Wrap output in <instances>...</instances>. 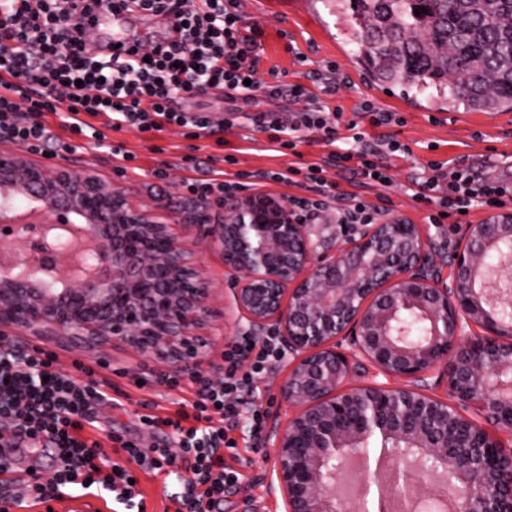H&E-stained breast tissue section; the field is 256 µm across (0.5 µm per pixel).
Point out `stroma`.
Wrapping results in <instances>:
<instances>
[{
  "instance_id": "obj_1",
  "label": "stroma",
  "mask_w": 512,
  "mask_h": 512,
  "mask_svg": "<svg viewBox=\"0 0 512 512\" xmlns=\"http://www.w3.org/2000/svg\"><path fill=\"white\" fill-rule=\"evenodd\" d=\"M241 13L246 24L259 25L263 31V64L258 73L262 82L278 78L284 83L310 84V72L323 66L335 65L349 80L347 87L326 97L328 106H341L339 120V145L352 147L353 133L347 125L356 117L355 109L370 103L379 109L395 112L397 123L367 128L369 137L386 135L394 137L406 149L386 158L385 163L393 183L383 188L380 195L391 216H404L413 223L424 225L433 239L454 245L456 236L450 225L429 223L428 216L434 208L416 202L412 193L413 181L429 177L430 163H447L462 160L473 171L503 181L512 180V112H456L436 107L426 97L408 98L392 84L373 80L358 58L354 41L355 25L347 11L333 12L324 0H241ZM112 144L123 145L135 154L132 169L117 172V161L105 150L83 144L70 152H58V161L77 170L93 172L100 178L112 181L122 188L129 200L144 207L159 206L160 220L171 226L187 245H194L207 232L209 226L219 223L222 207L209 209L207 223L189 221V204L196 198L186 192L182 182L187 171L180 168V157L190 142L179 127L170 126L150 142L142 141L132 130L109 131ZM197 155L211 161L214 169L227 172L237 170L254 174L282 170L295 157L303 161L320 160L331 152V145L317 135H308L299 144L298 155L280 153L266 133L241 123L225 130L223 148H216L209 140L197 143ZM233 156V164H225V156ZM163 168L165 178L154 177L156 168ZM367 199L377 193L365 192ZM204 275L213 290L212 305L216 315L203 328L202 334L209 341L207 360L210 373L219 376L224 362V349L235 336L247 332V322L240 319L232 301L229 275L224 269V256L220 250L211 249L201 254ZM13 340L26 345H37L56 352L62 368H70L79 360L88 365L108 363L112 380L124 391L125 397L115 406L98 410L99 438L115 433L137 440L143 446L164 441L162 433L142 427L139 417L142 401H150L158 414L172 413L182 404L191 402L193 389L188 375H180L176 388L158 384L154 377L167 373L166 364L156 356L136 351L119 341H107L86 346H76L48 336H32L20 329L9 330ZM145 379V387H135L137 379ZM234 435L237 446L225 450L224 458L244 475L242 484L229 489L224 495V512H242L245 499H253L263 512H281L280 494L270 493L267 476L274 463L273 449L269 443L254 444L247 420H240ZM140 489L144 496L146 512H173L172 497L180 487L173 478L147 472L140 476Z\"/></svg>"
}]
</instances>
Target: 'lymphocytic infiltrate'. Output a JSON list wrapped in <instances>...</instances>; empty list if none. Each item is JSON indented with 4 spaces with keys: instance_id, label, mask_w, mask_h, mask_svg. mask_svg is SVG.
<instances>
[{
    "instance_id": "f902f5d3",
    "label": "lymphocytic infiltrate",
    "mask_w": 512,
    "mask_h": 512,
    "mask_svg": "<svg viewBox=\"0 0 512 512\" xmlns=\"http://www.w3.org/2000/svg\"><path fill=\"white\" fill-rule=\"evenodd\" d=\"M104 8L124 16L157 18L166 34L148 44L132 36L131 59H119L108 54L107 44L94 45L88 39L99 27L98 10ZM262 35L259 27L243 21L239 0H0V141L41 152L53 140L47 122L53 115L69 136L59 145L63 151L77 139L131 162L134 154L108 144V131L127 128L150 141L169 126L182 128L187 139H209L220 147L224 124L179 105L182 99L215 91L233 101L236 112L254 129L271 132L279 148L296 151L306 133L318 134L334 147L342 110L329 108L322 97L334 93L343 76L331 68L315 72L309 86L261 83ZM264 96L296 103L288 124L260 110ZM353 139V148H334L319 162L271 173L273 181L305 188V195L290 200L296 218L305 221L332 208L337 223L352 229L379 223L386 215L384 206L338 190L323 173L335 167L353 174L363 187L390 186L384 159L402 145L390 137L370 142L361 132ZM181 166L190 173L184 189L202 200H220L243 187L224 171L203 170L196 155L182 156ZM430 169L431 176L418 180L413 194L415 201L435 205L429 223H444L476 206L512 205V184L477 178L459 165L446 170L434 163ZM280 359L274 336L241 334L224 350L221 381L195 371L190 376L194 399L186 408L166 417L141 415L142 426L168 431L169 442L145 448L113 435L107 453L85 430L93 425L96 410L112 403L111 378L79 360L61 369L53 351H26L10 337L0 336V424L15 432L14 440L0 438V475L14 468L12 446L17 440L48 442L55 459L52 479L30 478L24 496H8L9 506H22L27 497L45 505L82 489L116 504L117 512H144L136 478L147 470L180 473L176 512H223L225 488L243 479L224 460L230 425L248 413L250 432L260 437L265 413L246 399L256 394Z\"/></svg>"
}]
</instances>
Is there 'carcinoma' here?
I'll use <instances>...</instances> for the list:
<instances>
[{
	"label": "carcinoma",
	"instance_id": "obj_1",
	"mask_svg": "<svg viewBox=\"0 0 512 512\" xmlns=\"http://www.w3.org/2000/svg\"><path fill=\"white\" fill-rule=\"evenodd\" d=\"M357 27L358 53L373 77L415 98L428 89L444 108L512 112V0H336ZM420 15H415V11ZM425 39L431 54L421 53Z\"/></svg>",
	"mask_w": 512,
	"mask_h": 512
}]
</instances>
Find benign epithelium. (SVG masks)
<instances>
[{"instance_id": "benign-epithelium-1", "label": "benign epithelium", "mask_w": 512, "mask_h": 512, "mask_svg": "<svg viewBox=\"0 0 512 512\" xmlns=\"http://www.w3.org/2000/svg\"><path fill=\"white\" fill-rule=\"evenodd\" d=\"M210 245L238 314L287 358L280 397L293 414L268 434L284 512H345V465L368 458L358 449L370 441L423 482L452 476V512H512V471L490 507L480 486L494 473H472L454 443L476 436L489 460L512 459L511 207L462 225L450 253L397 218L329 255L287 204L232 197ZM0 268L16 270L0 276L1 328L119 340L177 373L201 364L212 309L198 253L94 173L0 153Z\"/></svg>"}]
</instances>
